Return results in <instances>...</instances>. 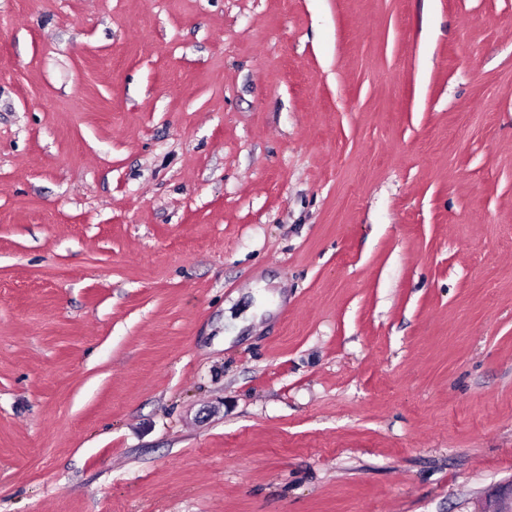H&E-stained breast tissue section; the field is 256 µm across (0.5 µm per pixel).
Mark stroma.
Segmentation results:
<instances>
[{
  "mask_svg": "<svg viewBox=\"0 0 512 512\" xmlns=\"http://www.w3.org/2000/svg\"><path fill=\"white\" fill-rule=\"evenodd\" d=\"M510 479L512 0H0V512Z\"/></svg>",
  "mask_w": 512,
  "mask_h": 512,
  "instance_id": "1",
  "label": "stroma"
}]
</instances>
